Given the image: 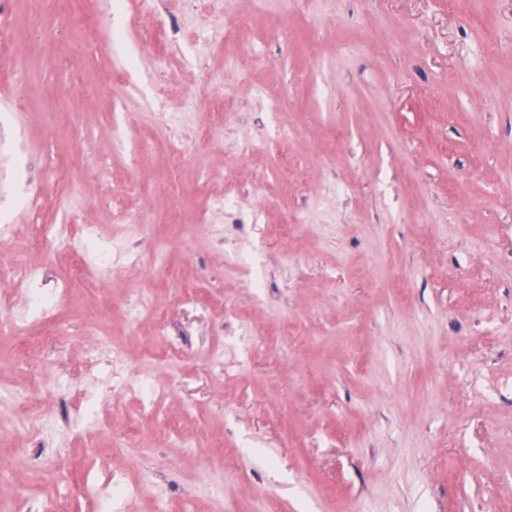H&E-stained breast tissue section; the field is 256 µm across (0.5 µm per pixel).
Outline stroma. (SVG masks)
Listing matches in <instances>:
<instances>
[{
    "label": "stroma",
    "instance_id": "1",
    "mask_svg": "<svg viewBox=\"0 0 512 512\" xmlns=\"http://www.w3.org/2000/svg\"><path fill=\"white\" fill-rule=\"evenodd\" d=\"M96 21L101 43L59 24L44 45L20 37L0 55V69L29 61L0 83V99L25 98L23 116L0 107V224L15 227L0 256L28 234L26 197L54 196L67 177L71 147L48 128L75 114L90 153L78 223L109 230L135 201L161 223L179 198L168 260L210 308L184 305L172 283L155 295L186 342L161 411L197 445L155 438L135 399L101 395L97 426L59 439L69 484L23 470L18 480L44 505L108 512L86 486L132 482L130 466L83 450L117 426L150 448L172 512H212L198 485L218 442L224 512H512V0L457 10L448 0H287L240 47L242 61L258 55L263 66L246 81L225 71L208 90L190 63L194 30L162 68L149 25L112 0ZM353 34L363 50L347 49ZM158 80L201 122L234 110L175 173L162 148L131 154L110 138L116 118L128 137L144 132ZM259 89L281 99L276 115L255 102ZM244 138L264 140L265 169L231 151ZM228 188L232 230L219 241L198 214ZM302 208L332 221L287 229ZM288 230L294 256H273L270 241ZM228 250L241 251L247 275L225 268ZM146 285L141 269L107 272L81 305L108 317L125 289ZM228 304L257 344L248 367L220 381L195 350L215 331L231 338ZM15 348L0 339V379L26 386L31 408L72 414L73 395L20 377Z\"/></svg>",
    "mask_w": 512,
    "mask_h": 512
}]
</instances>
